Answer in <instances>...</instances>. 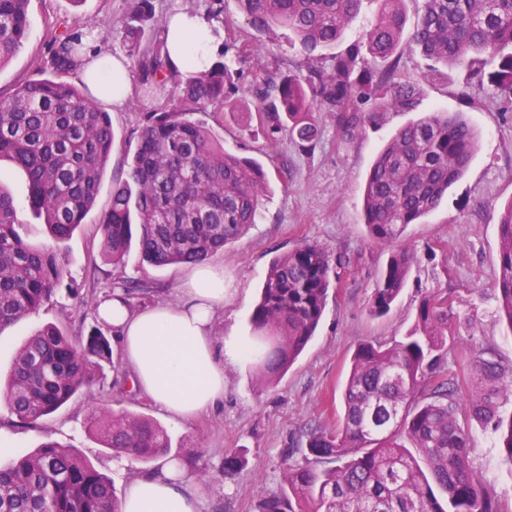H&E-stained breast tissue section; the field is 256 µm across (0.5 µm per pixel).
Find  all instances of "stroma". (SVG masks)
<instances>
[{
  "instance_id": "35a3bbf8",
  "label": "stroma",
  "mask_w": 512,
  "mask_h": 512,
  "mask_svg": "<svg viewBox=\"0 0 512 512\" xmlns=\"http://www.w3.org/2000/svg\"><path fill=\"white\" fill-rule=\"evenodd\" d=\"M127 0H30L29 30L24 46L0 67V91L7 92L35 76L56 36L74 30L93 33L94 48L128 57L123 42ZM223 52L233 58L243 45L259 42L266 50V68L244 65L243 76L227 89L231 108L205 114L204 120L223 141L226 151L255 159L269 179V188L256 223L226 252L216 254L224 266L228 292L224 298L225 332L248 333L270 261L303 242H314L342 258L337 288L327 301L317 331L288 372L274 385L260 386L252 366H226L224 402L193 421L176 423L130 385V373L120 351H113L95 383L66 405L45 417L38 427L24 426L0 407V438L12 440V449L0 452V466L15 455L33 452L54 441L78 449L123 497L130 482L152 472L153 464L125 463L103 448L91 432L95 413L141 415L167 432L168 457L182 461L200 479L202 512H255L263 494L278 493L284 484V459L301 461L306 434L312 429L332 430L342 416L341 392L351 355L359 343L388 344L413 328L422 298L430 293L448 295L453 317L449 330L453 344L448 362L460 378L472 379V367L495 352L512 365V334L497 313L495 273L499 255L498 224L503 205L512 200V112L505 111L491 89L466 82V69L456 65L425 76L426 60L402 40L398 52L404 70L422 77L420 111L461 113L474 128L477 150L464 174L444 196L439 207L418 223L408 225L399 246L415 248L418 256L409 280L391 310L378 316L371 297L390 247L374 243L363 218V191L379 149L408 113L391 112L380 124L366 126L354 142L340 140L327 113H319L320 137L315 148L305 149L277 134H256L259 116L255 91L264 74L287 76L306 70L309 60L285 28L259 35L246 23L237 0H224ZM163 101L159 92L135 85L124 106L99 97L109 112L116 134L115 147L96 203L66 244V271L51 301L20 322L0 332V379H7L15 351L36 330L54 325L69 335L87 337L98 331L111 336L94 309L98 301L122 284H146L135 292L132 305L177 301L176 288L186 268L153 267L130 251L123 264L105 259L101 214L112 199V180L126 167L136 149L143 115ZM15 199L24 236L34 245L47 243L43 224L34 219L27 202L24 176L6 169L0 180ZM473 451L470 463L480 478L493 485L502 502L512 505V467L502 460L490 430L470 428ZM241 449L242 470L225 473L224 457Z\"/></svg>"
}]
</instances>
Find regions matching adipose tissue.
Segmentation results:
<instances>
[{
  "instance_id": "ef3b65f1",
  "label": "adipose tissue",
  "mask_w": 512,
  "mask_h": 512,
  "mask_svg": "<svg viewBox=\"0 0 512 512\" xmlns=\"http://www.w3.org/2000/svg\"><path fill=\"white\" fill-rule=\"evenodd\" d=\"M217 23L187 11L170 15L165 36L173 70L211 65L220 47ZM81 76L96 94L122 105L132 91L122 58L98 50L87 53ZM176 304L156 302L139 308L124 299H104L98 317L111 326L134 388L176 420L187 422L224 399V368L244 365L247 341L215 333L224 309V266L190 265L178 287ZM200 499L182 464L159 461L155 472L137 478L121 501L120 512H199Z\"/></svg>"
}]
</instances>
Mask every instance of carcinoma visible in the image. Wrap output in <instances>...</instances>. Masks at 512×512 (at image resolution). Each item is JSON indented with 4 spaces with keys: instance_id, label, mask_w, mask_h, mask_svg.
Here are the masks:
<instances>
[{
    "instance_id": "1",
    "label": "carcinoma",
    "mask_w": 512,
    "mask_h": 512,
    "mask_svg": "<svg viewBox=\"0 0 512 512\" xmlns=\"http://www.w3.org/2000/svg\"><path fill=\"white\" fill-rule=\"evenodd\" d=\"M237 2L251 29H288L312 60L306 72L267 78L257 89L260 125L268 133L286 129L311 149L319 110L330 113L345 143L387 112L418 111L419 81L401 77L397 55L405 0H378L379 17L364 34V48L331 56L323 51L342 38L361 0ZM28 3L0 0V67L24 44ZM152 19V0H130L123 36L134 71L142 85L167 95L144 114L137 148L100 219L104 252L114 265L133 245L154 267L203 261L255 223L267 191L257 163L224 150L209 127L192 119L222 111L226 87L239 75L235 65L260 62L261 51L245 48L233 61L175 76L165 40L142 43ZM409 39L435 64L469 62L471 84L489 86L512 104V0H424ZM88 51L80 33L56 38L51 76L0 93V161L25 176L29 208L53 241L46 249L21 236L14 199L0 184V330L54 296L66 266L65 244L93 208L112 154L108 113L87 86L64 80ZM475 147V132L459 113L427 112L397 129L365 184L370 238L391 245L437 209ZM498 228L495 286L512 333V200ZM415 263L413 249L391 251L373 290L375 314L391 310ZM334 266L313 242L271 261L250 319L252 340L262 350L254 365L260 384L284 375L314 335L335 287ZM451 310L448 296L428 294L403 340L358 344L341 425L307 433L303 462L282 463L287 488L260 496L257 512H507L495 487L469 464L468 424L492 429L512 465V414L504 416L499 402L512 392V371L492 352L480 362L476 387L463 391L444 365ZM111 359L103 334L79 341L46 326L17 349L0 404L35 428L93 385L101 362ZM93 432L113 454L144 464L169 448L164 431L145 417L103 413L94 418ZM0 512H119V501L77 449L48 441L0 468Z\"/></svg>"
}]
</instances>
